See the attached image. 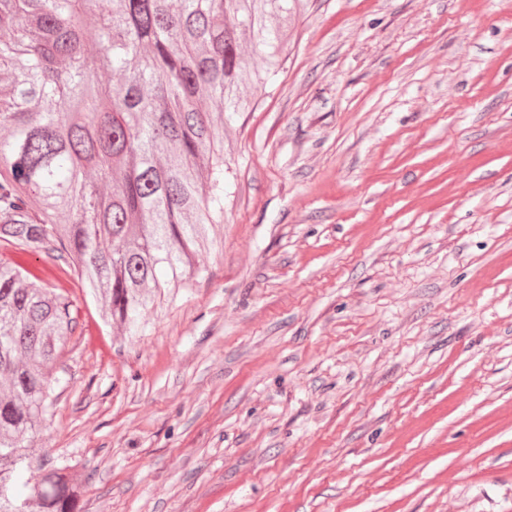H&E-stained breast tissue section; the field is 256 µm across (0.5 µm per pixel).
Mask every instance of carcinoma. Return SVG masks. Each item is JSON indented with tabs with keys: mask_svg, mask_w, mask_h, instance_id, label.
<instances>
[{
	"mask_svg": "<svg viewBox=\"0 0 512 512\" xmlns=\"http://www.w3.org/2000/svg\"><path fill=\"white\" fill-rule=\"evenodd\" d=\"M288 2L0 0V248L73 265L137 333L224 210V113L281 69ZM74 329L68 297L0 259V512L81 510L77 465L32 448Z\"/></svg>",
	"mask_w": 512,
	"mask_h": 512,
	"instance_id": "obj_1",
	"label": "carcinoma"
}]
</instances>
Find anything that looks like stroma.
<instances>
[{"instance_id":"obj_1","label":"stroma","mask_w":512,"mask_h":512,"mask_svg":"<svg viewBox=\"0 0 512 512\" xmlns=\"http://www.w3.org/2000/svg\"><path fill=\"white\" fill-rule=\"evenodd\" d=\"M224 210L35 443L83 512H512V0H297Z\"/></svg>"}]
</instances>
